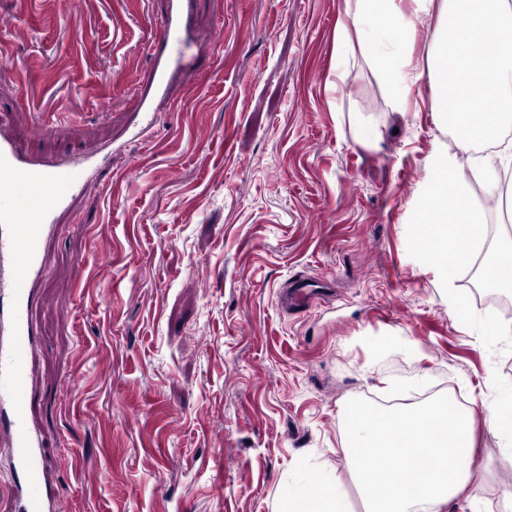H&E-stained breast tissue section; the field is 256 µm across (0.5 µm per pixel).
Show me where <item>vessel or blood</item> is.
Here are the masks:
<instances>
[{
  "label": "vessel or blood",
  "instance_id": "vessel-or-blood-1",
  "mask_svg": "<svg viewBox=\"0 0 512 512\" xmlns=\"http://www.w3.org/2000/svg\"><path fill=\"white\" fill-rule=\"evenodd\" d=\"M194 0H167L162 30L150 44L152 63L139 79L141 121L131 137L154 133L155 118L170 110L183 69L178 46L187 32ZM100 180L96 154L63 162H32L24 144L0 129V453L9 471L0 476L5 512H69L55 478L75 466L66 456L50 460L33 413L40 389L38 336L32 312L49 273L48 246L57 218L84 189Z\"/></svg>",
  "mask_w": 512,
  "mask_h": 512
}]
</instances>
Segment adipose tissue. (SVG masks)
Masks as SVG:
<instances>
[{
	"label": "adipose tissue",
	"mask_w": 512,
	"mask_h": 512,
	"mask_svg": "<svg viewBox=\"0 0 512 512\" xmlns=\"http://www.w3.org/2000/svg\"><path fill=\"white\" fill-rule=\"evenodd\" d=\"M345 0L344 23L336 39L340 50L358 44L368 67L384 84L390 106L402 110L409 81L428 71L436 88L438 122L452 133L451 147H438L418 207L420 246L447 282L471 262L487 221L472 187L498 197L499 174L512 169V138L504 136L512 115V0ZM438 12L431 33L444 53L414 56L419 17ZM480 97L486 110L472 116ZM494 149L480 154V144ZM350 464L368 512H448L474 476L476 438L473 412L449 403L427 404L383 417L354 405L347 409ZM503 441L502 460L512 463V384L500 386L498 401L485 420ZM456 467H449V459ZM275 512H349L343 492L324 472L286 483Z\"/></svg>",
	"instance_id": "obj_1"
}]
</instances>
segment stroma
Here are the masks:
<instances>
[{"label":"stroma","mask_w":512,"mask_h":512,"mask_svg":"<svg viewBox=\"0 0 512 512\" xmlns=\"http://www.w3.org/2000/svg\"><path fill=\"white\" fill-rule=\"evenodd\" d=\"M166 0H0V123L36 157L75 155L137 109L131 80ZM185 54L215 29L224 46L183 73L156 133L111 156L103 185L60 216L35 310L52 454L77 455L58 489L76 512H274L282 485L319 470L364 512L345 450L353 404L426 390L475 411L471 496L503 505L512 465L484 416L512 383V335L461 273L446 287L418 251L415 207L435 149L450 143L434 83L404 111L362 58L336 78L344 0H195ZM74 124L30 133L47 105ZM373 115L358 142L350 111ZM136 178H125L129 167ZM102 236L110 263L88 260ZM327 282L282 312L289 281ZM468 303L459 320L448 293Z\"/></svg>","instance_id":"1"}]
</instances>
